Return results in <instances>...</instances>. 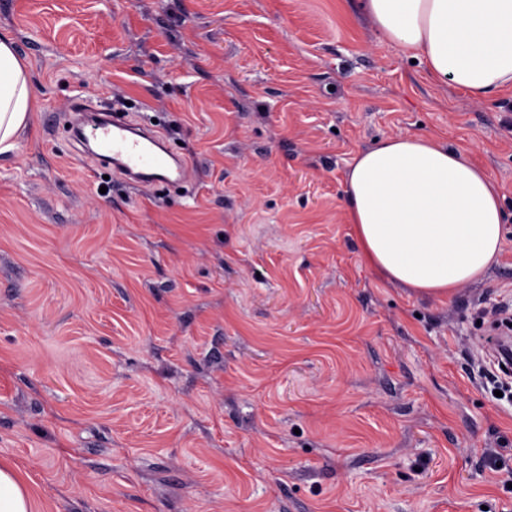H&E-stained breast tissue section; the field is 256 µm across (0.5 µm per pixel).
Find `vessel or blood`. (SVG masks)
Returning <instances> with one entry per match:
<instances>
[{
    "mask_svg": "<svg viewBox=\"0 0 512 512\" xmlns=\"http://www.w3.org/2000/svg\"><path fill=\"white\" fill-rule=\"evenodd\" d=\"M82 135L93 141L101 163L135 185H170L184 174V160L171 153L157 134L118 114L91 115Z\"/></svg>",
    "mask_w": 512,
    "mask_h": 512,
    "instance_id": "b4317fda",
    "label": "vessel or blood"
}]
</instances>
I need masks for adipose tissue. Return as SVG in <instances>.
<instances>
[{
  "instance_id": "1",
  "label": "adipose tissue",
  "mask_w": 512,
  "mask_h": 512,
  "mask_svg": "<svg viewBox=\"0 0 512 512\" xmlns=\"http://www.w3.org/2000/svg\"><path fill=\"white\" fill-rule=\"evenodd\" d=\"M383 38L429 78L475 100L512 87V0H363ZM37 91L10 34H0V154L18 147ZM366 265L420 295L445 298L480 278L503 243L498 184L441 140L406 134L359 152L344 176Z\"/></svg>"
}]
</instances>
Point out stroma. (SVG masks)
<instances>
[{"label": "stroma", "mask_w": 512, "mask_h": 512, "mask_svg": "<svg viewBox=\"0 0 512 512\" xmlns=\"http://www.w3.org/2000/svg\"><path fill=\"white\" fill-rule=\"evenodd\" d=\"M4 32L39 91L0 155V465L32 512H512L474 343L512 300V88L432 82L358 0H0ZM117 92L187 187L72 140ZM400 134L504 195L498 263L447 299L381 279L347 218L348 165Z\"/></svg>", "instance_id": "35a3bbf8"}]
</instances>
